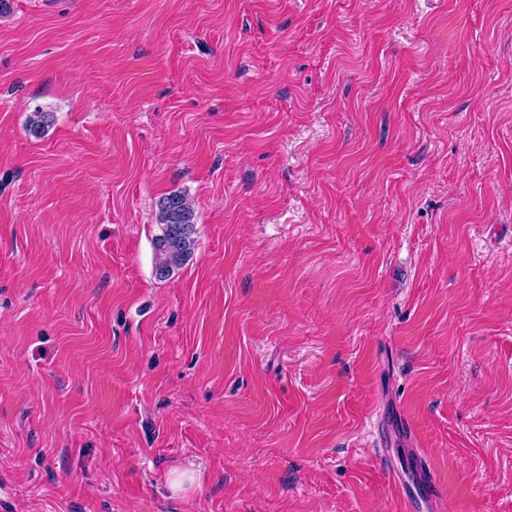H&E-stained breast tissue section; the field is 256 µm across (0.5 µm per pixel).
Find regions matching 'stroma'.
<instances>
[{
  "label": "stroma",
  "mask_w": 512,
  "mask_h": 512,
  "mask_svg": "<svg viewBox=\"0 0 512 512\" xmlns=\"http://www.w3.org/2000/svg\"><path fill=\"white\" fill-rule=\"evenodd\" d=\"M7 4L0 512H512V0ZM158 221L162 234L157 236L155 248V276L169 277L192 255L196 245L195 213L185 195L170 193L158 204ZM392 473L407 498L412 494L414 499L425 500L435 512L450 511L446 499L439 493L431 463L419 448H410L399 466L393 467Z\"/></svg>",
  "instance_id": "1"
}]
</instances>
